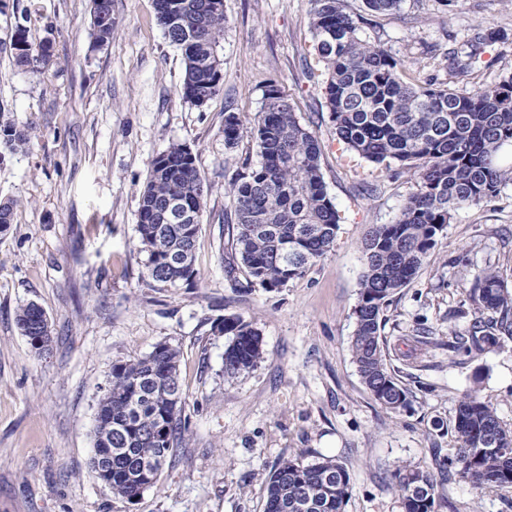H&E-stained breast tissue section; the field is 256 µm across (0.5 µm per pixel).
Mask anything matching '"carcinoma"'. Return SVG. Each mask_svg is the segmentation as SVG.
<instances>
[{"mask_svg": "<svg viewBox=\"0 0 512 512\" xmlns=\"http://www.w3.org/2000/svg\"><path fill=\"white\" fill-rule=\"evenodd\" d=\"M208 0H155L157 22L167 41L182 51L181 93L195 106L204 105L221 87L218 48L224 37V11ZM342 0H310L315 50L326 65L322 92L336 135L359 157L384 167L392 177L408 175L415 190L405 198L390 224L369 227L362 246L363 272L351 352L357 372L373 399L397 414L411 407L410 390L390 362L382 335L393 297L417 276L430 251L464 207L481 206L501 186L512 182V166L499 155L512 145V76L494 85L462 93L455 78L482 66L493 33L476 29L465 48L446 52L448 81L412 68L379 45L358 36V21ZM96 40L112 39V0H92ZM15 65L37 72L49 61L51 44L34 49L27 30L11 36ZM265 103L253 119L259 163L235 179L236 235L233 247L248 284L266 291L284 287L305 275L334 246L340 217L330 199L314 133L302 125L278 86H266ZM238 113L224 116V141L241 137ZM29 133L11 122L0 123V143L24 148ZM211 187L200 176L189 146L174 143L151 161L140 192L137 231L147 253L146 268L154 282L169 287L190 284L196 276L194 251L201 223L169 224L163 208L175 198L191 212L203 214ZM15 202L0 200V234L12 224ZM463 268L461 293L474 305L464 334H454L448 350L469 360L481 358L503 338L512 339V289L490 266ZM491 313L483 318L485 313ZM16 324L33 349L48 350L49 321L38 304L16 312ZM230 337L224 351V377L235 378L264 358L260 333L229 315L218 326ZM434 344L432 332L416 323L400 356L416 359ZM180 351L167 342L142 357L117 360L98 399L91 458L97 478L112 495L129 503L155 485L159 460L172 458L188 431L179 372ZM453 456L434 455L426 468H398L392 481L404 512H434L438 487L450 478L476 488H512V429L477 391L458 401ZM265 512H345L351 477L331 457L304 463L285 459L268 475Z\"/></svg>", "mask_w": 512, "mask_h": 512, "instance_id": "1", "label": "carcinoma"}]
</instances>
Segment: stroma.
<instances>
[{
	"label": "stroma",
	"mask_w": 512,
	"mask_h": 512,
	"mask_svg": "<svg viewBox=\"0 0 512 512\" xmlns=\"http://www.w3.org/2000/svg\"><path fill=\"white\" fill-rule=\"evenodd\" d=\"M308 0H224L219 92L186 102L183 58L156 21L155 0H112V39L96 43L91 0H7L0 10V119L26 128L24 150L0 145V197L15 199L0 234V512H264L265 480L281 460L338 459L352 491L345 512H404L392 485L397 466L453 455L459 399L478 389L512 428V339L481 358L446 344L468 321L458 255L496 268L512 287V184L491 202L460 210L410 285L389 308L395 340L417 321L443 348L419 366H394L412 407L392 414L363 385L350 350L353 309L370 225L395 220L414 188L391 178L337 140L322 94L327 78L314 49ZM364 16L363 40L445 81L439 54L461 47L475 27L502 38L493 65L459 78L472 91L512 75V0H403ZM27 29L52 57L40 71L15 65L10 38ZM290 99L318 139L327 192L340 215L333 249L307 274L275 291L252 288L232 247L229 182L259 162L250 131L224 142V115L250 122L268 83ZM174 143L189 145L211 186L196 244L193 287L147 275L136 225L150 162ZM40 305L50 349L36 353L17 310ZM239 316L262 337L264 358L225 378L227 336L217 323ZM180 351L188 431L157 483L138 501L114 497L92 466L100 388L115 361L161 342ZM435 512H512V489L449 481Z\"/></svg>",
	"instance_id": "obj_1"
}]
</instances>
